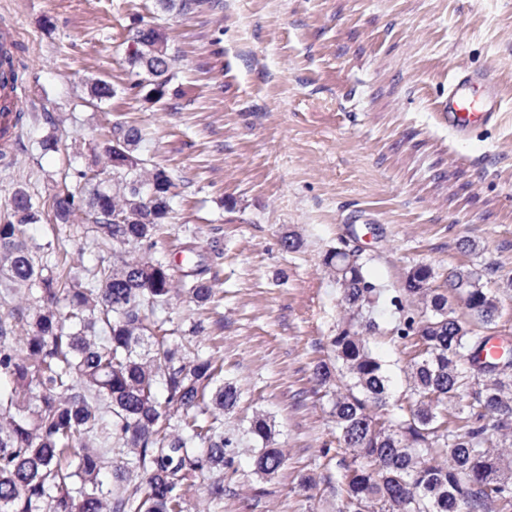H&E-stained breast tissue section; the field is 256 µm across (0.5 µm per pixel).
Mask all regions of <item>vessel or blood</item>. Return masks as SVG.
<instances>
[{
  "mask_svg": "<svg viewBox=\"0 0 512 512\" xmlns=\"http://www.w3.org/2000/svg\"><path fill=\"white\" fill-rule=\"evenodd\" d=\"M21 31L16 23L0 24V150L18 143L26 89L19 73ZM499 82L485 69H462L448 83V131L464 139L477 128L498 123L503 110Z\"/></svg>",
  "mask_w": 512,
  "mask_h": 512,
  "instance_id": "vessel-or-blood-1",
  "label": "vessel or blood"
}]
</instances>
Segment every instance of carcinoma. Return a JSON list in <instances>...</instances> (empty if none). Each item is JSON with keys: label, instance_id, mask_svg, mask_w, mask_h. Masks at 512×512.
Here are the masks:
<instances>
[{"label": "carcinoma", "instance_id": "carcinoma-1", "mask_svg": "<svg viewBox=\"0 0 512 512\" xmlns=\"http://www.w3.org/2000/svg\"><path fill=\"white\" fill-rule=\"evenodd\" d=\"M207 0H157L166 13L190 14ZM132 74L126 91L155 105L185 92L166 32L130 29ZM89 94L117 95L98 78ZM137 126L113 128L104 147L107 177L82 197L55 194L53 239L29 241L43 206L14 188L12 219L0 223V512H189V494L219 505L237 472L239 436L224 429L244 393L224 380V364L199 343L224 324L167 316L179 296L198 308L217 301L207 252L196 237L179 260L156 251L172 212L174 179L146 168ZM83 210L88 249L99 262L80 272L62 249L70 218ZM348 323L313 361L312 380L330 393L336 447L298 479L299 491L324 486L338 512H512V338L492 358L487 343L502 317L498 290L460 267L444 288L426 263L408 267L391 295L367 274L355 251L326 252ZM464 309L459 315L453 306ZM399 313L398 339L410 345L407 405L391 409L389 377L370 339L376 312ZM27 326L25 336L16 327ZM247 434L261 444L252 472L274 477L288 462L265 414Z\"/></svg>", "mask_w": 512, "mask_h": 512}]
</instances>
